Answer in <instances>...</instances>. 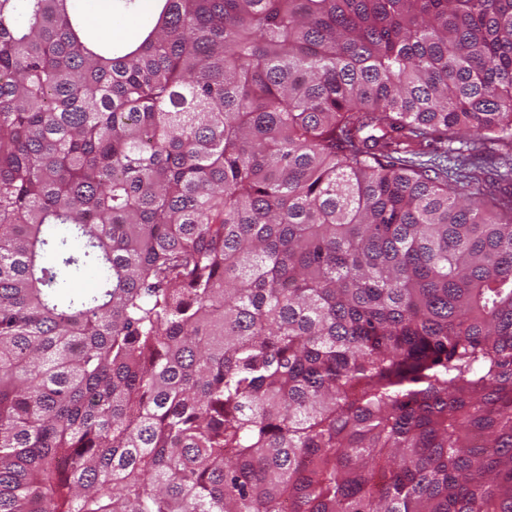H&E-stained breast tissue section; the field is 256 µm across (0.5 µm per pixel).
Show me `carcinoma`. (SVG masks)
<instances>
[{
  "label": "carcinoma",
  "mask_w": 512,
  "mask_h": 512,
  "mask_svg": "<svg viewBox=\"0 0 512 512\" xmlns=\"http://www.w3.org/2000/svg\"><path fill=\"white\" fill-rule=\"evenodd\" d=\"M71 2L0 0V512H512V193L410 158L512 146V0ZM104 1H112L107 5ZM85 11L87 26L100 35L105 27H112V43L139 42L146 27L157 18L155 0H137L134 15H124L121 0H79Z\"/></svg>",
  "instance_id": "carcinoma-1"
}]
</instances>
